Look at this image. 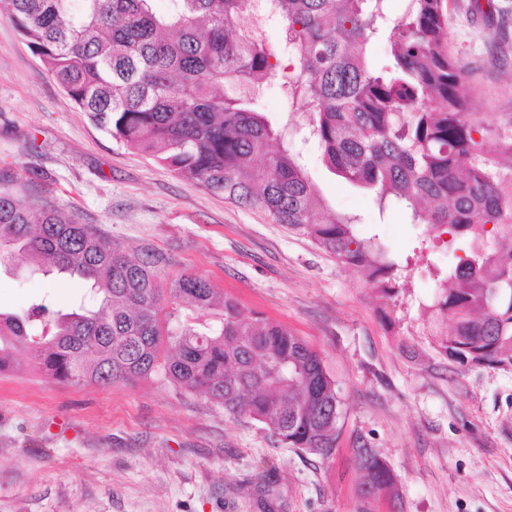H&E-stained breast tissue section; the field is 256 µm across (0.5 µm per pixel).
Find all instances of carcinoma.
Wrapping results in <instances>:
<instances>
[{"label":"carcinoma","instance_id":"cac0c4a2","mask_svg":"<svg viewBox=\"0 0 512 512\" xmlns=\"http://www.w3.org/2000/svg\"><path fill=\"white\" fill-rule=\"evenodd\" d=\"M0 0L47 72L113 139L243 208L309 237L378 291L396 287L399 260L358 218L331 212L256 94L276 78L290 111L308 116L330 172L366 192L379 214L400 206L453 261L432 266V335L446 354L512 361V116L475 111L447 50L444 0ZM278 23L279 43L261 29ZM384 42L382 67L373 48ZM33 262L76 276L101 302L69 312L34 302L0 312V373L25 358L69 386L132 384L159 374L246 414L290 448L335 447L342 401L302 337L246 318L213 284L183 273L159 287L158 259L135 260L68 212L0 190V263ZM221 304L219 333L163 321L165 302ZM452 322L443 332V321ZM42 322L50 337L31 346ZM362 484L395 501L378 452L354 449Z\"/></svg>","mask_w":512,"mask_h":512}]
</instances>
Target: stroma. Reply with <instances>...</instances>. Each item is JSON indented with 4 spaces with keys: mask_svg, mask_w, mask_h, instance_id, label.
<instances>
[{
    "mask_svg": "<svg viewBox=\"0 0 512 512\" xmlns=\"http://www.w3.org/2000/svg\"><path fill=\"white\" fill-rule=\"evenodd\" d=\"M445 5L448 51L478 112L512 113V0ZM256 105L329 208L357 216L402 260L393 297L308 237L116 142L0 16V187L77 214L130 256H160L161 287L193 273L244 316L287 326L321 354L344 403L337 445L322 457L156 375L70 387L24 363L0 374V512H263L266 483L274 512H512V363L459 362L424 326L427 264L447 263V251L403 210L378 214L331 174L277 83ZM87 295L77 278L0 265L1 312L35 300L65 311ZM362 440L393 471L396 505L362 498Z\"/></svg>",
    "mask_w": 512,
    "mask_h": 512,
    "instance_id": "35a3bbf8",
    "label": "stroma"
}]
</instances>
